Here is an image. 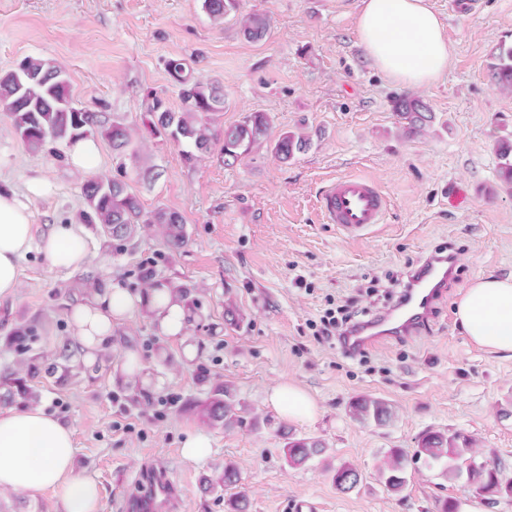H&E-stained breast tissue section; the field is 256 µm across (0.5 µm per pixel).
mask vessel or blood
<instances>
[{
	"mask_svg": "<svg viewBox=\"0 0 512 512\" xmlns=\"http://www.w3.org/2000/svg\"><path fill=\"white\" fill-rule=\"evenodd\" d=\"M318 203L323 220L348 234L383 223L388 212L387 199L376 184L358 176L329 182ZM451 272L446 255L427 257L411 276L395 308L344 336L346 350L356 354L366 347L414 336L424 330L430 323L435 303L447 291ZM137 482L140 492L122 502V512H163L180 499L178 487L165 472L153 466H145L138 473Z\"/></svg>",
	"mask_w": 512,
	"mask_h": 512,
	"instance_id": "b4317fda",
	"label": "vessel or blood"
}]
</instances>
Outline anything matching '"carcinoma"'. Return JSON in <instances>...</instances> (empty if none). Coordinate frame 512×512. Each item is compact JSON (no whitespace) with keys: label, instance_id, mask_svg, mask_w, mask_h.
<instances>
[{"label":"carcinoma","instance_id":"1","mask_svg":"<svg viewBox=\"0 0 512 512\" xmlns=\"http://www.w3.org/2000/svg\"><path fill=\"white\" fill-rule=\"evenodd\" d=\"M236 0H203V8L214 17H224L234 9ZM269 26L268 20L258 14L242 22L243 34L254 41L263 39ZM167 71L180 87L182 107L172 111L157 101L152 111L151 125L178 144H187L194 151L209 149L210 116L224 110V95L218 89L185 74L186 64L181 59H170ZM493 78L501 87L512 88V46L500 47L496 63L491 65ZM0 106L6 110L19 138L33 151H40L48 144L68 146L78 139L97 135L112 142L116 150L130 145V133L121 122L104 124L98 113L87 112L77 106L71 97L64 72L42 59L27 58L19 67L0 75ZM392 111L410 132L424 128L434 119L430 106L421 98L401 95L392 100ZM269 117L264 112H252L241 123L224 130L222 153L227 166L237 163L253 146L262 142L268 133ZM309 145L308 139L286 132L273 146L275 156L283 163L294 158ZM84 207L76 214L80 224H97L109 238L124 240L135 235L142 224H157L170 246L178 250L187 242V234L180 215L175 211L159 209L146 213L130 185L121 179H93L82 187ZM205 421L226 429L243 422L241 409L229 387L218 388L200 407ZM351 416L360 421H373L378 425L391 417V409L382 400L366 396L355 399L349 406ZM474 441L460 433L448 434L428 431L417 441L413 457L428 463L454 461L448 466L452 476L461 475L457 461L464 459ZM324 451L322 444L311 438H290L284 446L289 466L300 467ZM408 455L393 448L381 471L388 491L401 492L406 485ZM332 480L342 492L353 490L360 483L359 471L349 463L332 469ZM502 462L489 459L478 466H467L468 480L479 495L494 497L512 496V481L502 478ZM239 482L235 464L224 465V472L217 478L206 480L207 488H229Z\"/></svg>","mask_w":512,"mask_h":512}]
</instances>
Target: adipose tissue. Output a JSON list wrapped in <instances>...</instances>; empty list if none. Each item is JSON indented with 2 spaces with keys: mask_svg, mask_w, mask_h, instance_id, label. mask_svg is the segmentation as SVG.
I'll use <instances>...</instances> for the list:
<instances>
[{
  "mask_svg": "<svg viewBox=\"0 0 512 512\" xmlns=\"http://www.w3.org/2000/svg\"><path fill=\"white\" fill-rule=\"evenodd\" d=\"M359 45L381 74L402 86L422 89L443 75L452 57L444 27L429 0H361L357 19ZM43 176L28 182V198L0 189V298L15 295L19 265L39 249L51 268L78 271L88 261L81 225H54L35 239L29 200L51 193ZM147 315L157 333L183 341L194 355L188 328L194 318L185 299L158 283L143 291L106 284L88 291L72 306L69 321L86 363L112 346L115 327L133 314ZM456 320L465 335L494 353H512V274H480L456 303ZM272 407L291 421H309L314 400L292 384H281L268 396ZM59 492L64 512H98L96 481L76 471L72 429L44 407L0 408V492Z\"/></svg>",
  "mask_w": 512,
  "mask_h": 512,
  "instance_id": "adipose-tissue-1",
  "label": "adipose tissue"
}]
</instances>
